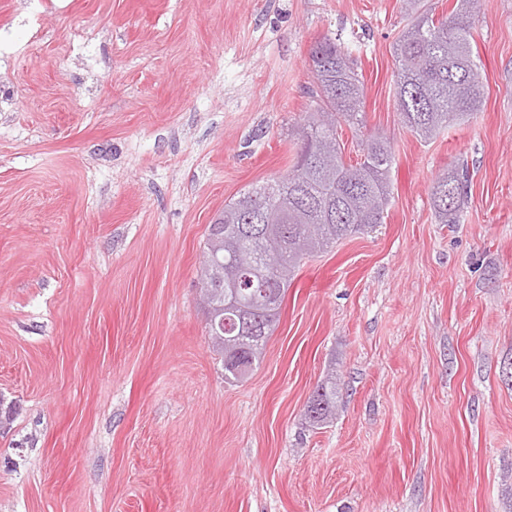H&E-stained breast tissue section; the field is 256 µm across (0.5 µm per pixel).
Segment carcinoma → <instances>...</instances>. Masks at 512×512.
Here are the masks:
<instances>
[{"mask_svg": "<svg viewBox=\"0 0 512 512\" xmlns=\"http://www.w3.org/2000/svg\"><path fill=\"white\" fill-rule=\"evenodd\" d=\"M410 22L394 44L398 63L396 103L402 122L422 142L451 123L478 111L481 79L471 30L478 0H457L446 18L407 0ZM311 54L318 103L301 125L296 161L288 175L255 187L224 206L209 225L210 264L200 274L207 308L224 316V329H211L213 347L224 360V380L238 382L258 364L296 269L306 257L338 241L368 234L384 222L390 198L394 153L377 134L366 139L361 161L344 160L337 125L363 124L357 105L362 97L358 73L349 55L326 40ZM468 171L457 169L438 178L433 206L443 224L459 223ZM267 252L279 265L252 264ZM321 406L305 408L316 428L336 414V377L317 387Z\"/></svg>", "mask_w": 512, "mask_h": 512, "instance_id": "carcinoma-1", "label": "carcinoma"}]
</instances>
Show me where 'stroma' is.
<instances>
[{
    "label": "stroma",
    "instance_id": "stroma-1",
    "mask_svg": "<svg viewBox=\"0 0 512 512\" xmlns=\"http://www.w3.org/2000/svg\"><path fill=\"white\" fill-rule=\"evenodd\" d=\"M406 23L402 0H0V512H512V0L478 2L479 111L426 143L396 105ZM325 38L363 83L345 158L387 136L390 202L301 263L231 384L208 227L290 171ZM468 177L467 168L462 167L447 171L436 180L432 189L433 206L442 224L459 223ZM336 385V377L328 376L317 387V391H320V403L323 405L316 408H309L308 403L305 405L304 416L310 427L318 428L336 414Z\"/></svg>",
    "mask_w": 512,
    "mask_h": 512
}]
</instances>
